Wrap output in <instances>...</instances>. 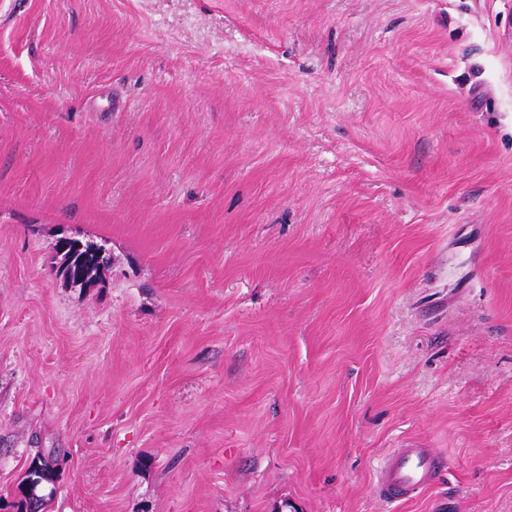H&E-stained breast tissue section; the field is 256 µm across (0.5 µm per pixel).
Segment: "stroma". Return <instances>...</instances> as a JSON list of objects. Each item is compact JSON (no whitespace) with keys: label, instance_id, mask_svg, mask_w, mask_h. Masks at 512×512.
<instances>
[{"label":"stroma","instance_id":"obj_1","mask_svg":"<svg viewBox=\"0 0 512 512\" xmlns=\"http://www.w3.org/2000/svg\"><path fill=\"white\" fill-rule=\"evenodd\" d=\"M39 451L47 512H512V0H0L5 501ZM77 240L70 238H63L62 243L67 244L64 251L69 250ZM82 249L69 250L64 254H61V268L62 274L65 278L71 282L74 286L80 288L87 287L90 283H97L102 279V274L107 270L111 263V256L107 254L106 247L103 248L101 256L107 254L104 259L98 260L95 258V251L101 248L103 245L95 241H80ZM443 465L442 457L431 448H394L377 469L374 491L385 502L414 499L434 484Z\"/></svg>","mask_w":512,"mask_h":512}]
</instances>
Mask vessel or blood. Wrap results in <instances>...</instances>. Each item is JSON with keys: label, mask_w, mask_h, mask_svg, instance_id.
Masks as SVG:
<instances>
[{"label": "vessel or blood", "mask_w": 512, "mask_h": 512, "mask_svg": "<svg viewBox=\"0 0 512 512\" xmlns=\"http://www.w3.org/2000/svg\"><path fill=\"white\" fill-rule=\"evenodd\" d=\"M443 465L442 457L430 448L392 449L377 469L374 491L386 502L413 499L433 485Z\"/></svg>", "instance_id": "1"}]
</instances>
